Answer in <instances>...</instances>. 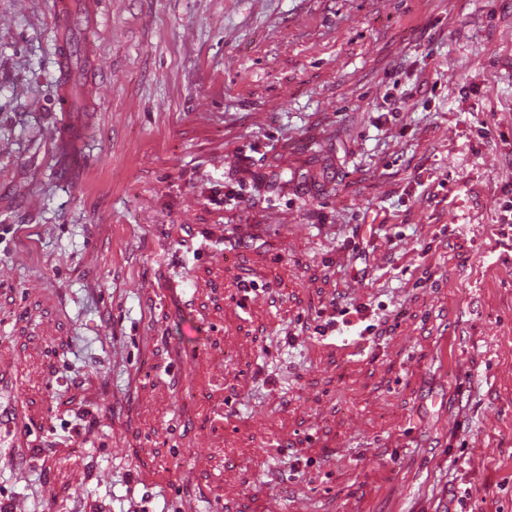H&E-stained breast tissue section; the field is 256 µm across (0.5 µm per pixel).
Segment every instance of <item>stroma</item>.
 I'll list each match as a JSON object with an SVG mask.
<instances>
[{
    "instance_id": "obj_1",
    "label": "stroma",
    "mask_w": 512,
    "mask_h": 512,
    "mask_svg": "<svg viewBox=\"0 0 512 512\" xmlns=\"http://www.w3.org/2000/svg\"><path fill=\"white\" fill-rule=\"evenodd\" d=\"M53 2L0 0V502L512 512V0H100L77 112Z\"/></svg>"
}]
</instances>
